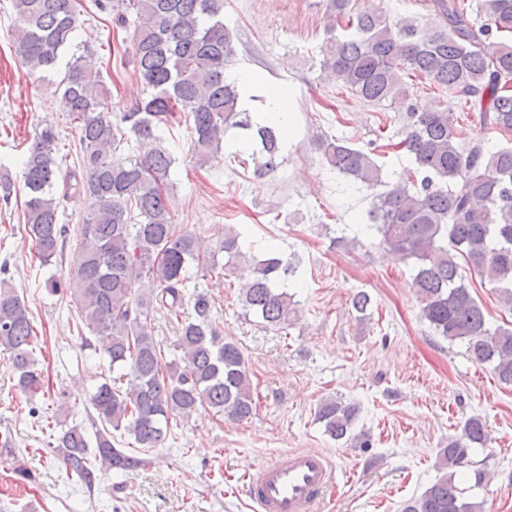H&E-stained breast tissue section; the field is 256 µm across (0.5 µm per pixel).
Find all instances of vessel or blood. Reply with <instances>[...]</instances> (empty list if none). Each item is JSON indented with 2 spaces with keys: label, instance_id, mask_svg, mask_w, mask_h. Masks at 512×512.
Masks as SVG:
<instances>
[{
  "label": "vessel or blood",
  "instance_id": "1",
  "mask_svg": "<svg viewBox=\"0 0 512 512\" xmlns=\"http://www.w3.org/2000/svg\"><path fill=\"white\" fill-rule=\"evenodd\" d=\"M335 483V469L324 454L298 448L254 467L247 492L255 512H319Z\"/></svg>",
  "mask_w": 512,
  "mask_h": 512
}]
</instances>
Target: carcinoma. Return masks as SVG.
I'll list each match as a JSON object with an SVG mask.
<instances>
[{
    "label": "carcinoma",
    "instance_id": "carcinoma-1",
    "mask_svg": "<svg viewBox=\"0 0 512 512\" xmlns=\"http://www.w3.org/2000/svg\"><path fill=\"white\" fill-rule=\"evenodd\" d=\"M16 15L15 51L31 77L53 81L78 133L76 162L55 158L59 131L45 122L22 155L27 200L24 224L40 265L62 251L68 227L60 207L69 193L89 200L78 229L73 272L45 281L52 293L67 291L81 322L108 359V376L90 397L101 428L95 452L83 427L73 425L56 438L64 449L66 479L90 486L101 465L127 470L140 460L115 448L110 430L124 429L142 448L166 440L173 421L211 409L233 421L251 418L257 408L248 362L236 342L217 331L210 295L188 290L189 268L217 269L231 276L241 265L247 276L240 296L247 312L275 331L297 318L295 295L284 282L295 275L292 262L273 246L261 255L245 250L240 234L227 225L224 239L204 251L196 235L180 228L172 212L171 153L157 130L187 113L200 164L218 152L230 127L250 129L260 157L253 176L261 180L279 167L281 139L273 124L253 123L239 109V93L225 71L235 53V34L224 24V0H93L112 26L131 31L130 63L147 93L113 117L111 91L100 77L92 49L60 63L76 37L81 0H12ZM435 21L389 19L358 0H329V37L320 66L329 79L357 99L406 109L400 140L386 144L412 160L367 211V231L377 246L400 262H413V287L421 316L468 355L492 367L512 384V328L488 326L459 262L493 285L499 301L512 309V145L467 142L456 113L426 111L412 102L404 78L416 76L460 97L479 112L481 122L512 135V0H431ZM141 154L121 157L130 141ZM312 144L337 173L368 187L382 183L374 150L366 151L326 133ZM187 303L191 317L180 321L173 359L152 336L156 305ZM37 336L30 312L7 278L0 279V350L17 376L18 392L33 398L47 392L37 367ZM359 407L335 398L320 402L317 419L335 441L371 445L365 433L352 434ZM489 441L485 421L468 418L462 436L448 440L439 465L448 473L408 501L402 512H482V503L463 496L454 468L469 448Z\"/></svg>",
    "mask_w": 512,
    "mask_h": 512
}]
</instances>
